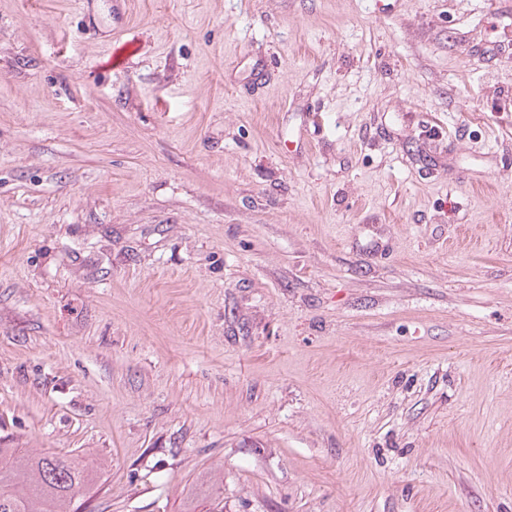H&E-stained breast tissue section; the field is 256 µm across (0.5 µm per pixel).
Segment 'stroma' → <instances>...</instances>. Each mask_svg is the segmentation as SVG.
Returning <instances> with one entry per match:
<instances>
[{
	"mask_svg": "<svg viewBox=\"0 0 512 512\" xmlns=\"http://www.w3.org/2000/svg\"><path fill=\"white\" fill-rule=\"evenodd\" d=\"M0 448L512 512V0H0Z\"/></svg>",
	"mask_w": 512,
	"mask_h": 512,
	"instance_id": "35a3bbf8",
	"label": "stroma"
}]
</instances>
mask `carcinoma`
<instances>
[{"label": "carcinoma", "instance_id": "1", "mask_svg": "<svg viewBox=\"0 0 512 512\" xmlns=\"http://www.w3.org/2000/svg\"><path fill=\"white\" fill-rule=\"evenodd\" d=\"M86 467L27 448H0V512H79Z\"/></svg>", "mask_w": 512, "mask_h": 512}]
</instances>
